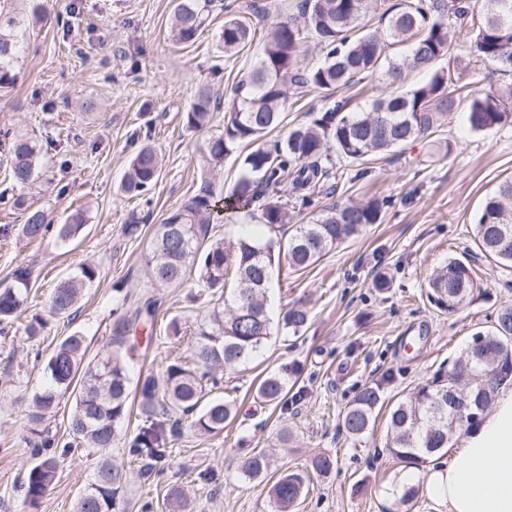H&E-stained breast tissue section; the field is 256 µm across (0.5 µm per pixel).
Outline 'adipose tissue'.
<instances>
[{
	"label": "adipose tissue",
	"mask_w": 512,
	"mask_h": 512,
	"mask_svg": "<svg viewBox=\"0 0 512 512\" xmlns=\"http://www.w3.org/2000/svg\"><path fill=\"white\" fill-rule=\"evenodd\" d=\"M422 482L441 512H512V390Z\"/></svg>",
	"instance_id": "ef3b65f1"
}]
</instances>
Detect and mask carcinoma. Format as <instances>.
Returning a JSON list of instances; mask_svg holds the SVG:
<instances>
[{"mask_svg": "<svg viewBox=\"0 0 512 512\" xmlns=\"http://www.w3.org/2000/svg\"><path fill=\"white\" fill-rule=\"evenodd\" d=\"M214 0H175L170 23L172 38L182 44L196 40L205 26ZM373 0H299V23L278 21L267 34L261 56L245 79L235 87L224 111V131L209 137L206 151L217 167L224 158L245 144L251 147L242 160V174L224 197V207L256 208L269 228L288 223L282 195L291 193L308 202L317 187L331 176V153L353 162L398 152L410 142L426 139L460 110L470 130L487 132L512 125V82L500 87L453 89L460 41L451 27L472 25L470 53L487 66L512 73V0H402L392 12H384L385 28L363 23ZM25 30L22 21L0 11V87L14 82L10 65L22 51ZM313 37L324 53L322 62L301 65L302 43ZM249 22L227 12L219 42L224 53L234 56L253 40ZM406 44L407 54L390 49ZM427 71L429 79L404 87L406 73ZM370 77L394 87L385 96L372 99L359 112L347 111L348 100L336 99L322 115L289 130L286 138L273 142L267 134L279 127L291 95L310 88L331 93L348 89ZM212 96L206 88L184 115L185 126L195 131L210 127ZM10 141L13 182L21 187L35 175L39 150L28 139L0 135ZM161 164L155 150L145 145L129 163L120 190L140 195L159 177ZM213 173L201 174L194 196L171 211L157 225L145 256L147 274L160 287H181L193 282L210 297V313L197 322L190 356L169 361L162 376L148 375L132 382L130 363L135 347L130 332L152 326L157 300L141 297L118 316L111 326L106 350L88 358L86 337L79 331L62 338L46 362L45 382L32 396L27 414L25 442L31 447V463L23 483V505L38 512L47 491L57 478L68 449L74 444L104 452L119 441L120 434L138 410L143 425L128 441V454L148 472L167 460L183 425L215 436L237 415L234 402L211 396L218 379L217 368L235 370L265 344L273 330L297 336L307 326L309 310L298 300L272 323L267 308L274 266L288 263L294 271L305 270L339 245L359 235L367 226L381 223L388 201L370 198L364 202L333 206L307 224L295 225L285 242H262L241 237L226 246L209 235L214 213ZM11 207L21 211L22 234L30 239L45 237L53 219L17 194ZM80 211L71 213L57 229V239L67 242L83 229ZM474 242L481 254L512 267V179L500 183L484 202ZM98 266L79 264L53 289L49 315L73 313L85 288L95 281ZM13 285L0 290V321L10 319L27 301L32 279L29 267L12 272ZM479 288L468 253L453 258L428 280V299L450 313L457 312ZM483 337L479 357L467 355L448 368H439L387 412V450L397 460L420 468L429 459L447 452L452 439L479 424L478 416L465 423L457 420L448 404V376L464 379L461 388L479 413L495 402L500 390L512 386V307L502 308ZM73 395L67 420L70 440L50 429L61 398ZM258 394L268 402L288 408L285 379L269 373L258 384ZM383 407L380 385L367 384L343 415V428L350 436L366 433ZM336 458L320 453L303 471L281 474L270 486L275 512H291L309 491L311 479L334 470ZM271 460L264 452L247 455L242 476L263 481ZM93 482L98 487L82 493L76 512H117L127 473L100 457ZM169 512H186L187 497L175 486L167 496Z\"/></svg>", "mask_w": 512, "mask_h": 512, "instance_id": "obj_1", "label": "carcinoma"}]
</instances>
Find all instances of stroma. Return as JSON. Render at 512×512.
Wrapping results in <instances>:
<instances>
[{"mask_svg":"<svg viewBox=\"0 0 512 512\" xmlns=\"http://www.w3.org/2000/svg\"><path fill=\"white\" fill-rule=\"evenodd\" d=\"M296 0H215L195 43H175L169 35L172 0H8L20 18L43 8V22L29 30L15 68L14 87L0 91V131L35 140L41 148L36 181L29 195L55 224L76 209L86 224L68 243L55 236L29 240L18 232L22 214L5 205L19 193L0 144V288L11 285L19 266L32 267L34 285L20 320L0 324V512H23V477L32 459L24 441L26 411L44 380V366L55 345L82 332L89 355L106 345L118 292L148 293L159 301L153 339L137 333L138 365L143 373L162 372L186 344L172 343L171 320L194 329L207 315V297L190 288H158L144 266L148 242L168 213L186 202L208 170L205 143L224 129V107L234 85L251 70L272 23L287 17ZM240 7L252 22L251 45L225 57L218 45L224 4ZM213 93L209 129L188 130L183 115L200 88ZM434 140L450 146L446 155L428 154L418 142L405 152L368 162L355 179L358 163L334 159L333 175L311 207L288 200L290 221L277 229L285 239L294 225L307 223L326 206L391 198L394 206L381 223L370 225L312 267L292 272L276 268L268 308L304 299L310 310L301 336H271L244 367L224 377V396L234 401L235 420L217 436L183 428L171 457L151 474L117 444L108 452L124 467L128 483L121 512H168L166 494L184 488L190 512H274L269 485L242 478L244 456L263 451L275 473L304 469L310 457L329 452L336 467L314 480L297 512H389L411 469L385 448L384 417L360 438L348 437L342 417L357 391L381 384L386 403H394L431 376L443 362L459 356L473 333L489 330L499 309L512 306V268L485 258L474 243V224L488 195L512 178V126L471 132L464 113L439 127ZM151 145L161 159L157 182L140 197L122 195L118 186L131 157ZM139 218V236L123 235ZM211 236L232 242L240 236L265 237L260 212H220ZM469 253L479 284L469 304L456 314L432 305L427 282L432 272ZM92 260L99 276L73 315L51 318L36 340L22 323L46 312L50 291L79 263ZM392 287H373L378 273ZM277 372L288 381V404L265 401L256 392L259 376ZM287 430V442L277 434ZM97 455L77 448L62 463L39 512H74L79 494L92 481ZM364 482L366 494L351 492Z\"/></svg>","mask_w":512,"mask_h":512,"instance_id":"35a3bbf8","label":"stroma"}]
</instances>
